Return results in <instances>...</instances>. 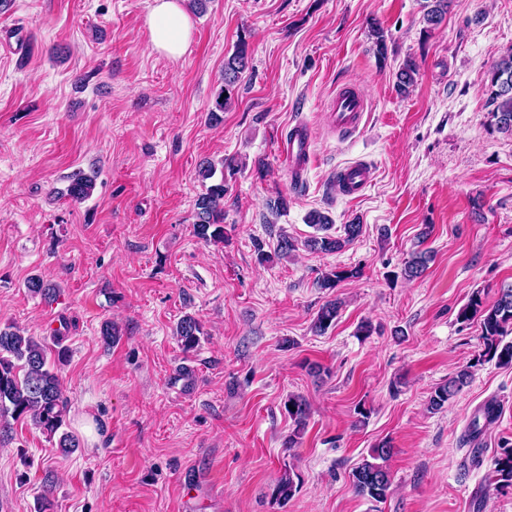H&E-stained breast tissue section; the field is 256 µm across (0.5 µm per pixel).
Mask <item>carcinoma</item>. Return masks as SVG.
Masks as SVG:
<instances>
[{
  "label": "carcinoma",
  "instance_id": "carcinoma-1",
  "mask_svg": "<svg viewBox=\"0 0 512 512\" xmlns=\"http://www.w3.org/2000/svg\"><path fill=\"white\" fill-rule=\"evenodd\" d=\"M430 8L423 14L424 22L436 27L443 21L447 11V0H425ZM249 64L248 45L239 41L233 53L224 59V85L215 95V111L222 112L232 104L235 83ZM417 72L415 62L407 60L397 73V88L401 93L408 91L414 83ZM490 98L492 106V126L500 133L512 134V54L495 63L489 74ZM94 189V180L85 175H76L66 190V196L75 202L89 197ZM226 186L219 181L201 193L194 204L193 230L199 239L224 241V194ZM307 223L318 230L305 242L313 251L333 253L352 244L362 234L363 225L353 222L344 225V234L333 236L326 233L331 218L314 210L307 216ZM430 255L426 251H416L405 262L404 275L407 279L422 276L427 268ZM360 275L358 268L334 270L319 278V288L327 290L337 283ZM28 291L51 300L56 296L55 286L44 282L39 276L26 282ZM340 302L335 299L326 301L317 311L313 328L317 333L325 332L336 322ZM480 320L483 355L497 358L504 365L512 364V341L504 338L512 334V285L501 288L496 301L487 305L480 294L471 295L466 305L458 312V321L465 323L473 319ZM202 334L198 320L185 315L177 323L176 336L183 351L195 350ZM475 364L461 367L438 385L430 394L428 408L438 412L448 405L464 387L470 385L474 377ZM285 411L293 422V437L288 439V447L295 445V439L303 435L310 417L308 402L290 395L284 402ZM69 412L68 399L64 395L60 379L55 368L48 360V346L44 339L29 336L11 324L0 325V416H9L14 420L28 419L49 437H58L57 447L68 455L79 447V441L63 430ZM392 454V448L383 443L372 449L371 459L363 460L352 471V484L360 495L381 502L390 494L392 481L386 462ZM493 474L497 487L504 489L512 486V446L504 443L501 452L494 458ZM297 490L292 468L286 467L280 473L274 487V496L281 502L291 499Z\"/></svg>",
  "mask_w": 512,
  "mask_h": 512
}]
</instances>
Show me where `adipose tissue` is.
<instances>
[{
	"label": "adipose tissue",
	"instance_id": "obj_1",
	"mask_svg": "<svg viewBox=\"0 0 512 512\" xmlns=\"http://www.w3.org/2000/svg\"><path fill=\"white\" fill-rule=\"evenodd\" d=\"M147 26L151 52L175 61L189 50L192 21L185 0H154Z\"/></svg>",
	"mask_w": 512,
	"mask_h": 512
}]
</instances>
